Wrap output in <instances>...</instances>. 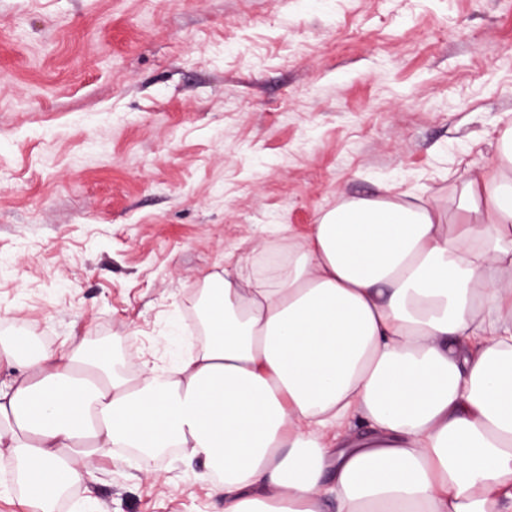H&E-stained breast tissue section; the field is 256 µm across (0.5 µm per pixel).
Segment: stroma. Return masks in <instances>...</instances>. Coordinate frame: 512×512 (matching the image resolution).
Returning <instances> with one entry per match:
<instances>
[{
    "label": "stroma",
    "instance_id": "stroma-1",
    "mask_svg": "<svg viewBox=\"0 0 512 512\" xmlns=\"http://www.w3.org/2000/svg\"><path fill=\"white\" fill-rule=\"evenodd\" d=\"M512 128V0H0V339L167 374L199 280L341 200L444 214ZM58 512H224L199 461L97 459Z\"/></svg>",
    "mask_w": 512,
    "mask_h": 512
}]
</instances>
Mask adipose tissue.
I'll return each instance as SVG.
<instances>
[{"label": "adipose tissue", "mask_w": 512, "mask_h": 512, "mask_svg": "<svg viewBox=\"0 0 512 512\" xmlns=\"http://www.w3.org/2000/svg\"><path fill=\"white\" fill-rule=\"evenodd\" d=\"M206 342L167 377L83 342L0 344V447L31 512L109 448H182L224 512H512V134L454 221L344 200L270 279H201Z\"/></svg>", "instance_id": "obj_1"}]
</instances>
